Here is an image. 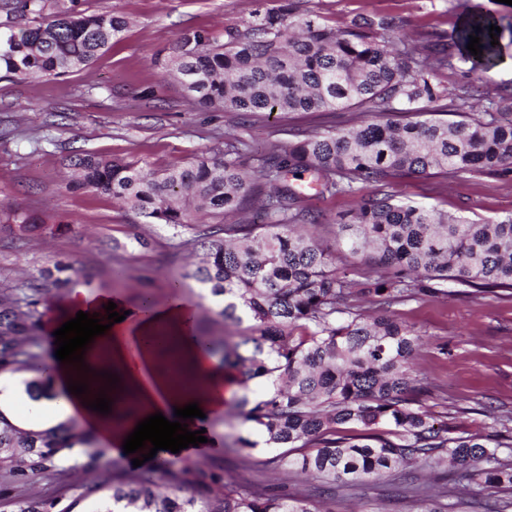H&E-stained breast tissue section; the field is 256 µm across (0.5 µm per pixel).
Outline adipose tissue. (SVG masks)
Here are the masks:
<instances>
[{
	"instance_id": "adipose-tissue-1",
	"label": "adipose tissue",
	"mask_w": 512,
	"mask_h": 512,
	"mask_svg": "<svg viewBox=\"0 0 512 512\" xmlns=\"http://www.w3.org/2000/svg\"><path fill=\"white\" fill-rule=\"evenodd\" d=\"M110 294H91L85 289H73L62 302L55 304L49 315L51 328H59L74 318L78 311L103 313L110 301ZM122 322L114 324L105 334L95 337L84 354L85 370L60 363L56 356H49L47 363L54 389L55 400H39L34 404L37 418L45 426L71 422L93 432L100 442L112 448L114 454L123 455L124 439L132 433L138 421L151 414L162 413L174 419V411L189 403H198L206 415L224 410V372L205 354L194 337L196 307L193 303H166L155 306L151 316H144L139 308H126ZM174 344L185 360L183 375L190 381L205 385L202 397L192 392H173L164 367L158 357L161 347ZM118 377L117 384H108L107 374ZM87 384L84 396L70 394L69 380ZM106 392L112 400L110 413L90 410L88 401Z\"/></svg>"
}]
</instances>
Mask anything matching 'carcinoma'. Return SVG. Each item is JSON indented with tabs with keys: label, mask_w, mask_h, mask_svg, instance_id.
<instances>
[{
	"label": "carcinoma",
	"mask_w": 512,
	"mask_h": 512,
	"mask_svg": "<svg viewBox=\"0 0 512 512\" xmlns=\"http://www.w3.org/2000/svg\"><path fill=\"white\" fill-rule=\"evenodd\" d=\"M8 13L33 23H0V73L19 80L52 79L81 70L112 45L124 18L89 12L81 0L52 7L51 0H7ZM295 0L255 15L244 30L229 29L224 42L203 29H186L172 43L162 67L205 109L257 117L263 112L333 116L369 106L381 115L433 112L457 120H361L311 132L274 145L257 168L242 157L248 143L224 140V148L158 172L88 152L69 158L67 191L106 196L143 216L148 224L197 228L195 207L241 220L207 224L197 236L204 251L190 276L223 302L211 313L226 324L250 325L241 333L202 337L224 370L239 374L243 390L238 417L251 424L276 457L282 473L276 489L238 486L225 475L201 469L188 458L164 459L153 470L124 480L76 487L70 502L31 501L19 512H333L316 506L288 482V475H317L350 485L389 475L398 466L442 463L484 489L512 493V432L476 436L451 423L435 424L419 404L428 392L411 372L421 337L388 308L420 294H448L452 283L474 293L512 290V215L496 221L466 220L444 210L399 201L384 192L363 198L348 217L329 218L300 207L293 184L303 173L318 197L354 195L369 184L390 188L415 175L464 178L512 172V92L495 111H465L466 95L448 100L436 83L451 59L478 64L467 49L480 37V59L501 52L491 45L494 17L479 7L448 42L417 51L394 18L361 17L340 28L319 18L293 20ZM481 30H476V27ZM8 230L22 239L44 227L20 214ZM301 224H334L331 248L296 231ZM361 264L340 268L336 251ZM71 266L44 270L30 290L66 280L54 276ZM370 298L374 310L362 307ZM33 296L0 294V374L33 373L23 381L33 399L56 393L34 351ZM258 380L265 390L249 395ZM352 426L358 434L348 433ZM87 456L97 464L107 449L89 431L63 422L43 430L23 429L0 412V469L49 471L66 459ZM421 488V512H448L455 504L451 482ZM206 497L198 505L196 495Z\"/></svg>",
	"instance_id": "1"
}]
</instances>
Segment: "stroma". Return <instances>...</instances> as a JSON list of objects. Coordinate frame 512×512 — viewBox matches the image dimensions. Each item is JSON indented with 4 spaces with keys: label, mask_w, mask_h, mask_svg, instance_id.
Wrapping results in <instances>:
<instances>
[{
    "label": "stroma",
    "mask_w": 512,
    "mask_h": 512,
    "mask_svg": "<svg viewBox=\"0 0 512 512\" xmlns=\"http://www.w3.org/2000/svg\"><path fill=\"white\" fill-rule=\"evenodd\" d=\"M299 14H317L330 25L353 19L394 17L404 22L417 48L432 35L453 34L466 7L493 12L504 31L500 59L461 73L441 70L437 80L449 95L471 90L477 111L512 86V6L503 0H297ZM84 9L125 18L127 29L101 57L72 75L50 80L0 78V212L43 219L44 233L17 239L0 229V291L20 290L40 270L62 261L73 267L72 287L109 293L127 305L148 294L166 303L173 287L195 300L189 278L194 233L149 224L136 211L84 191L65 193L61 179L71 155L91 152L161 170L223 148L228 137L248 140L255 153L287 143L288 130L322 129L309 114L257 122L232 112H213L192 103L180 83L158 64L176 36L204 28L215 37L244 29L250 0H82ZM398 200L442 209L470 220L512 214V173L466 178L412 176L391 189ZM393 316L422 335L416 378L434 388L422 397L437 421L458 420L473 434L500 430L512 415V294L500 296L417 295L391 308ZM236 385L224 387V415L206 425L213 446L204 468L226 471L231 482L274 483L276 449L241 425L234 407ZM254 441L248 459L225 453L236 436ZM129 465L94 467L87 459L61 462L57 470H28L13 477L0 471V512H18L29 500H69L74 485L119 480ZM406 477L364 480L337 487L334 512H420Z\"/></svg>",
    "instance_id": "obj_1"
}]
</instances>
